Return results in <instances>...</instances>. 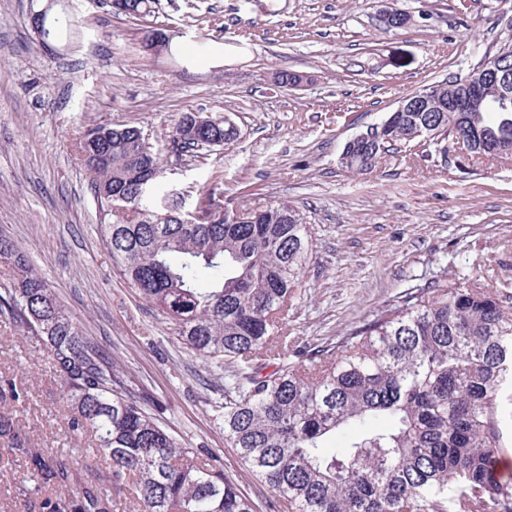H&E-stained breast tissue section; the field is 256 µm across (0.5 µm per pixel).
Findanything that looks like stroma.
<instances>
[{
	"label": "stroma",
	"mask_w": 512,
	"mask_h": 512,
	"mask_svg": "<svg viewBox=\"0 0 512 512\" xmlns=\"http://www.w3.org/2000/svg\"><path fill=\"white\" fill-rule=\"evenodd\" d=\"M31 0H0V231L29 256L58 301L101 343L128 389L184 444L220 457L254 512L288 505L239 459L215 422L223 370L181 344L169 321L121 276L73 143L90 125L142 129L161 159L154 187L196 213L288 203L305 215L312 258L286 318L322 348L391 307L405 289L477 275L512 283V159L388 153L372 172L340 162L345 143L404 95L466 76L512 44V0H159L146 21L100 0H57L53 51L29 22ZM393 8L409 15L386 27ZM180 32L178 53L142 51L145 26ZM281 68L309 75L275 89ZM228 116L239 139L194 156L170 148L182 112ZM28 391L0 398L38 448L74 454L76 483L100 463L69 432L49 355L0 315V378ZM27 486L28 497L14 496ZM38 480L0 451V512H36Z\"/></svg>",
	"instance_id": "1"
}]
</instances>
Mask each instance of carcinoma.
I'll use <instances>...</instances> for the list:
<instances>
[{"mask_svg":"<svg viewBox=\"0 0 512 512\" xmlns=\"http://www.w3.org/2000/svg\"><path fill=\"white\" fill-rule=\"evenodd\" d=\"M135 20L157 0H103ZM422 112H397L390 140L357 143L343 165L375 169L395 146L435 133L442 147L477 129V154L501 156L512 111H448V83L424 89ZM172 128L180 151L238 137L227 117ZM102 215L104 242L123 278L174 326L203 362L224 366L216 421L252 474L292 512H512V483L494 467L512 405V290L509 284L446 280L407 288L389 309L326 349L302 350L283 325L312 255L304 215L287 203L224 210L219 222L183 224L178 213L141 205L143 180L160 165L134 126L87 127L74 145ZM0 313L44 345L60 379L69 429L93 437L105 472L74 486L73 459L33 448L12 416L0 439L49 488L38 512H116L102 483L132 482L127 512H253L215 457L199 461L131 396L112 359L89 340L36 275L29 257L0 235ZM301 363L289 361L293 355ZM355 434L342 448L323 442Z\"/></svg>","mask_w":512,"mask_h":512,"instance_id":"carcinoma-1","label":"carcinoma"}]
</instances>
